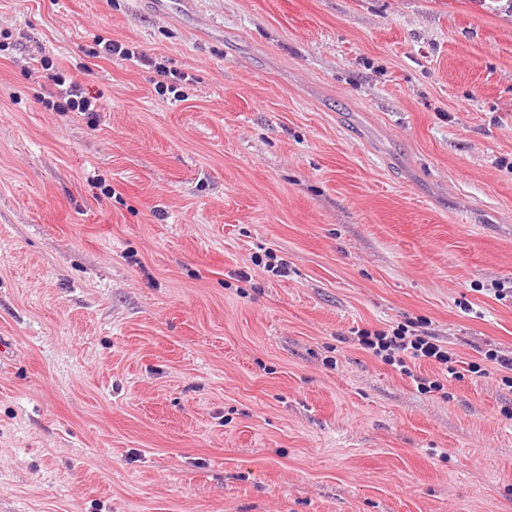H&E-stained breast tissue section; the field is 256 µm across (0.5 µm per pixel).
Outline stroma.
Here are the masks:
<instances>
[{"mask_svg": "<svg viewBox=\"0 0 512 512\" xmlns=\"http://www.w3.org/2000/svg\"><path fill=\"white\" fill-rule=\"evenodd\" d=\"M498 286L512 0H0V512H512ZM50 81L54 87L51 93V101H47L46 105L56 112H78L94 121L97 112H104L103 103L96 98H90L83 95L81 87L59 73H47L44 76ZM423 324L422 319H416L403 326H397L391 331L372 332L368 329H358L353 339L361 349L381 358L417 383L421 379L414 374L412 367L422 361L437 365L446 382L459 380L461 375L455 365L459 362L456 353L448 347V342H443L427 331L419 329L423 328ZM417 387L423 391L432 392L443 390L444 384L434 380L428 386L425 382H419Z\"/></svg>", "mask_w": 512, "mask_h": 512, "instance_id": "stroma-1", "label": "stroma"}]
</instances>
